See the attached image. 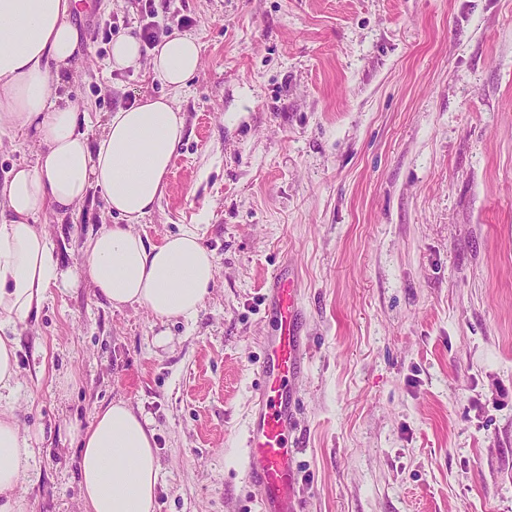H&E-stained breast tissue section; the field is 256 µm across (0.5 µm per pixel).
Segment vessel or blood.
I'll return each instance as SVG.
<instances>
[{
	"label": "vessel or blood",
	"instance_id": "1",
	"mask_svg": "<svg viewBox=\"0 0 512 512\" xmlns=\"http://www.w3.org/2000/svg\"><path fill=\"white\" fill-rule=\"evenodd\" d=\"M269 294L275 326L264 338L258 365L262 386L244 438L243 468L257 491L259 512H302L297 493L298 447L291 439L307 356L297 277L276 274Z\"/></svg>",
	"mask_w": 512,
	"mask_h": 512
}]
</instances>
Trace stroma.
<instances>
[{
  "instance_id": "obj_1",
  "label": "stroma",
  "mask_w": 512,
  "mask_h": 512,
  "mask_svg": "<svg viewBox=\"0 0 512 512\" xmlns=\"http://www.w3.org/2000/svg\"><path fill=\"white\" fill-rule=\"evenodd\" d=\"M64 88L101 132L170 89L106 72L97 33L141 0H79ZM202 46L152 244L205 227L197 316L112 307L81 265L101 190L41 222L68 285L18 329L16 414L38 454L26 512H83L77 442L124 400L153 430L155 512H258L243 436L294 271L308 338L293 434L303 512H512V0H154Z\"/></svg>"
}]
</instances>
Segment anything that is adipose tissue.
<instances>
[{
  "label": "adipose tissue",
  "instance_id": "adipose-tissue-1",
  "mask_svg": "<svg viewBox=\"0 0 512 512\" xmlns=\"http://www.w3.org/2000/svg\"><path fill=\"white\" fill-rule=\"evenodd\" d=\"M76 2L0 0V134L33 138L41 147L35 164L13 168L0 184V512H25L19 488L31 480L36 454L15 413V331L63 277L41 217L68 213L100 188L120 221L87 238L82 266L112 307L137 305L162 320H190L216 278L200 225H181L155 245L135 229L162 197L184 137L175 94L199 70L200 44L175 34L146 61L136 35L113 39L107 70L148 63L172 94L118 107L92 136L86 114L60 92L81 57L71 21ZM78 439L85 512H153L159 459L152 431L128 402L99 409Z\"/></svg>",
  "mask_w": 512,
  "mask_h": 512
}]
</instances>
